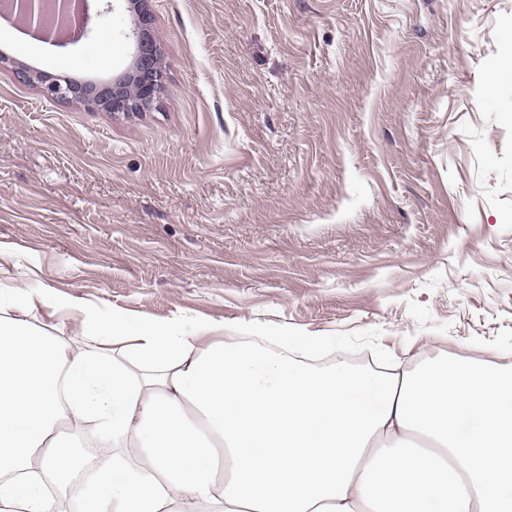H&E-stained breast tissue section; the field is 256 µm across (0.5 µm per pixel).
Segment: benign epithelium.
<instances>
[{
  "label": "benign epithelium",
  "mask_w": 512,
  "mask_h": 512,
  "mask_svg": "<svg viewBox=\"0 0 512 512\" xmlns=\"http://www.w3.org/2000/svg\"><path fill=\"white\" fill-rule=\"evenodd\" d=\"M131 17L130 38L133 42V61L123 75L104 86H82L77 83L43 78L8 57L0 58V65L12 69L16 77L29 83L39 82L45 95L51 99L77 101L90 110L108 112H143L156 106L163 89L162 55L155 37L154 16L145 0H121ZM14 10L21 11L31 27L40 24L43 16L51 13L61 26L71 19L76 5H81L82 35L89 36L95 14L92 0H12Z\"/></svg>",
  "instance_id": "benign-epithelium-1"
}]
</instances>
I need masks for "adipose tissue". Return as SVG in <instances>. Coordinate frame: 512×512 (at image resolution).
Returning a JSON list of instances; mask_svg holds the SVG:
<instances>
[{
    "mask_svg": "<svg viewBox=\"0 0 512 512\" xmlns=\"http://www.w3.org/2000/svg\"><path fill=\"white\" fill-rule=\"evenodd\" d=\"M63 310L79 338L38 320ZM341 344L229 343L1 277L0 512H61L50 482L79 512H512L511 366L306 365Z\"/></svg>",
    "mask_w": 512,
    "mask_h": 512,
    "instance_id": "1",
    "label": "adipose tissue"
}]
</instances>
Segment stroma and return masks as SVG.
<instances>
[{
    "label": "stroma",
    "mask_w": 512,
    "mask_h": 512,
    "mask_svg": "<svg viewBox=\"0 0 512 512\" xmlns=\"http://www.w3.org/2000/svg\"><path fill=\"white\" fill-rule=\"evenodd\" d=\"M147 7L152 110L90 112L0 68V267L106 316L512 365V0ZM97 8L65 48L0 18V53L111 80L130 18Z\"/></svg>",
    "instance_id": "stroma-1"
}]
</instances>
